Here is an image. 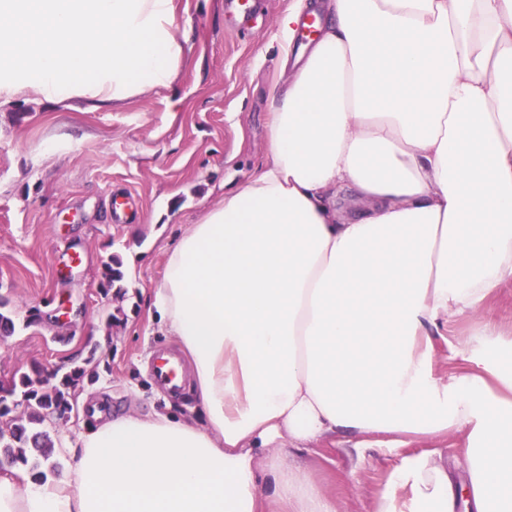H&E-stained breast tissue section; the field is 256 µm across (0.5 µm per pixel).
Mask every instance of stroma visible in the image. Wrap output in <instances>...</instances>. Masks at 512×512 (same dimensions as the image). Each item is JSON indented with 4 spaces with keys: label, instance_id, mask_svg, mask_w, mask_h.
I'll return each mask as SVG.
<instances>
[{
    "label": "stroma",
    "instance_id": "obj_1",
    "mask_svg": "<svg viewBox=\"0 0 512 512\" xmlns=\"http://www.w3.org/2000/svg\"><path fill=\"white\" fill-rule=\"evenodd\" d=\"M291 0H266V13L232 26L226 0H175L184 60L175 85L124 103L19 100L0 106V297L18 328L0 338V382L39 366L67 372L88 355L100 378L83 390L88 404L51 432L75 437L93 423L90 406L149 417L166 411L149 372L153 353L173 340L148 334L146 299L162 278L164 251L186 224L246 182L268 160L270 89L282 77L269 45ZM137 196L134 217L112 218L111 197ZM81 255L72 264L73 255ZM119 257L124 297L105 293L102 271ZM71 274H64V267ZM66 314L65 324L54 321ZM36 325H29L31 316ZM472 323L448 322L437 339L434 371L456 374ZM464 434L412 441L409 449L358 452L323 440L292 453L335 498L338 512H373L390 472L406 453L432 448L460 454Z\"/></svg>",
    "mask_w": 512,
    "mask_h": 512
}]
</instances>
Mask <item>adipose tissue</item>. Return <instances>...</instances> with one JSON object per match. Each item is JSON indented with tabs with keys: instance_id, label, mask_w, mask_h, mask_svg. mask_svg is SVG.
Instances as JSON below:
<instances>
[{
	"instance_id": "1",
	"label": "adipose tissue",
	"mask_w": 512,
	"mask_h": 512,
	"mask_svg": "<svg viewBox=\"0 0 512 512\" xmlns=\"http://www.w3.org/2000/svg\"><path fill=\"white\" fill-rule=\"evenodd\" d=\"M308 0L276 22L269 162L164 253L147 313L189 362L192 404L96 413L60 479L0 475V512H337L289 466L324 438L466 433L467 478L404 457L374 512H512V0ZM175 0H0V105L115 104L169 87ZM461 374L433 373L449 318ZM488 313L506 334L512 331V284L504 285L490 299Z\"/></svg>"
}]
</instances>
